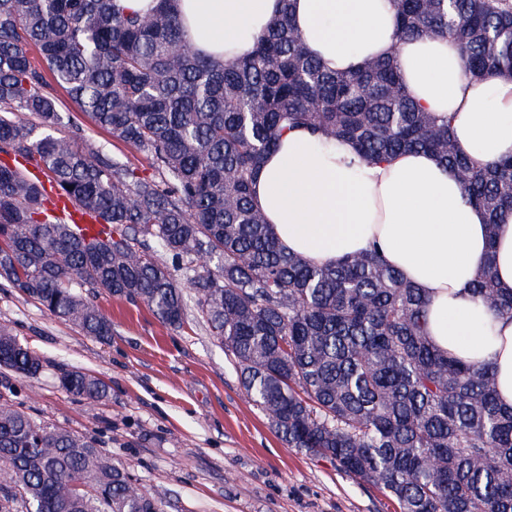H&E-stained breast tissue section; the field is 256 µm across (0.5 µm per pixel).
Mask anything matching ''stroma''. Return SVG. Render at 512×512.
Returning <instances> with one entry per match:
<instances>
[{
	"label": "stroma",
	"mask_w": 512,
	"mask_h": 512,
	"mask_svg": "<svg viewBox=\"0 0 512 512\" xmlns=\"http://www.w3.org/2000/svg\"><path fill=\"white\" fill-rule=\"evenodd\" d=\"M54 94L84 136L151 175L142 153L98 128L62 89ZM98 304L112 320L105 341L0 287V322L43 359L18 399L38 420L101 440L112 462L162 498L166 512H399L334 461L284 445L197 312L174 329L140 303L103 294ZM63 369L103 379L109 398L75 400L58 386Z\"/></svg>",
	"instance_id": "obj_1"
}]
</instances>
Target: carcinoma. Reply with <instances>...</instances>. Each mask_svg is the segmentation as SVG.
<instances>
[{
  "instance_id": "cac0c4a2",
  "label": "carcinoma",
  "mask_w": 512,
  "mask_h": 512,
  "mask_svg": "<svg viewBox=\"0 0 512 512\" xmlns=\"http://www.w3.org/2000/svg\"><path fill=\"white\" fill-rule=\"evenodd\" d=\"M172 0L130 14L116 0H0V281L99 340L105 293L179 328L196 307L246 396L288 447L335 460L395 499L400 512H512V409L488 363L437 349L422 289L378 248L317 265L290 253L252 201L260 165L291 129L349 142L364 162L433 153L493 227L512 213V157L460 154L448 118L424 111L397 54L331 72L305 47L290 0L243 58L217 62L187 41ZM400 40L449 37L463 76L512 77V0H393ZM54 83L111 137L141 152L146 176L80 133ZM57 198L108 225L79 235L48 213ZM494 255L469 285L512 319ZM0 368L37 377L43 361L0 323ZM74 398L109 396L65 370ZM0 379V512H165L97 440L37 420ZM23 478L24 495L6 488ZM90 491L77 494L74 480Z\"/></svg>"
}]
</instances>
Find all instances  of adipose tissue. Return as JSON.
<instances>
[{"mask_svg": "<svg viewBox=\"0 0 512 512\" xmlns=\"http://www.w3.org/2000/svg\"><path fill=\"white\" fill-rule=\"evenodd\" d=\"M195 52L250 54L280 0H174ZM293 23L328 69L346 71L397 52L406 88L425 111L448 117L459 152L483 162L512 156V77L466 80L453 39L398 40L391 0H293ZM351 146L327 147L302 131L267 154L254 202L287 251L319 263L377 246L427 294L433 343L468 363L491 362L499 400L512 407V319L468 284L494 255L498 287L512 292V215L488 227L459 181L433 155L411 151L353 164Z\"/></svg>", "mask_w": 512, "mask_h": 512, "instance_id": "ef3b65f1", "label": "adipose tissue"}]
</instances>
